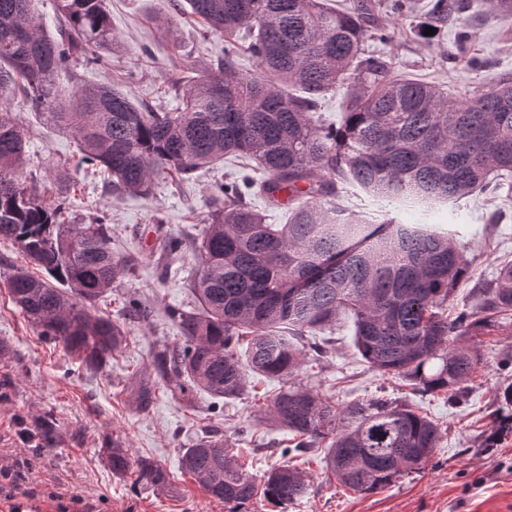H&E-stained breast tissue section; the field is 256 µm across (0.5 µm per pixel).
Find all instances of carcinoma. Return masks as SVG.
<instances>
[{"label": "carcinoma", "mask_w": 512, "mask_h": 512, "mask_svg": "<svg viewBox=\"0 0 512 512\" xmlns=\"http://www.w3.org/2000/svg\"><path fill=\"white\" fill-rule=\"evenodd\" d=\"M179 8L224 35V56L199 79L176 84L181 107L156 110L108 85L63 95L59 73L72 59L89 63L117 49L106 0H56L58 33L32 13L31 0H0V241L20 248L46 277L25 268L6 282L11 302L48 341L88 367L121 348V322L93 314L134 259L112 252L110 225L96 217L71 224L63 199L21 179L27 132L17 97L77 143L78 165L101 171L118 196L148 194L161 172L179 176L237 163L218 185L212 214L194 248L190 281L195 306L172 309L181 340L156 355L154 374L129 397L138 407L156 382L182 396L203 391L238 398L249 379L280 383L265 420L292 433L294 452L321 448L325 470L356 492L383 489L426 468L440 441L438 425L398 398L343 407L297 381L311 341L346 319L370 367L409 382L420 393L460 404L482 363L469 339L512 320V261L473 289L472 301L448 302L468 271L464 246L423 222L437 205L498 195L512 180V79L469 99L398 71L365 48L390 32L371 23L366 0H183ZM427 18L447 15V0H428ZM256 70L235 71L241 52ZM346 88L340 119L316 112L327 94ZM396 205L414 222L369 224L340 205L346 189ZM288 193L283 224L244 199L277 208ZM495 435L512 433V383L500 394ZM112 472L137 470L154 491L168 485L158 465L133 459L120 442L107 449ZM182 469L211 498L234 509L258 495L277 506L302 498L305 476L285 463L263 476L243 470L220 435L183 449Z\"/></svg>", "instance_id": "1"}]
</instances>
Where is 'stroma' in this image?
I'll list each match as a JSON object with an SVG mask.
<instances>
[{
    "instance_id": "35a3bbf8",
    "label": "stroma",
    "mask_w": 512,
    "mask_h": 512,
    "mask_svg": "<svg viewBox=\"0 0 512 512\" xmlns=\"http://www.w3.org/2000/svg\"><path fill=\"white\" fill-rule=\"evenodd\" d=\"M455 3L450 21L430 38L418 33L420 15L400 19L378 12L379 23L392 37L373 49L398 70L467 98L476 87L512 74V15L491 12L484 0ZM107 7L117 50L97 69L73 60L58 78L63 92L109 83L137 101L170 110L178 105L174 80L196 76L185 69V61H210L221 54L223 37L213 34L201 40L193 19L175 9L172 0H107ZM461 31L469 34L468 54L484 62L480 73L448 54ZM15 111L31 142L24 169L27 185L50 184L56 167H69L72 180L65 196L72 220L85 223L105 215L112 227L113 251L137 260L134 277L122 280L97 305L98 314L125 322L126 345L103 368L90 370L62 343L42 338L12 304L3 282L13 268L28 267L29 261L17 246L0 242V344L7 348L0 357V464L35 457L24 512H55L56 504L48 498L52 491L99 501L100 512H225L223 503L211 499L184 472L182 450L192 438L216 433L228 439L238 462L254 476L281 463V450L291 444V434L270 423L252 424L254 409L272 395L277 381L253 380L244 396L225 402L204 393L187 401L159 384L143 410L131 402L128 391L133 381L150 372L155 353L180 338L168 309L192 302L191 252L163 265L157 259L158 242L165 236L188 243L200 238L213 191L232 173V166L202 169L185 179L164 173L155 177L149 195L117 197L102 176L78 168L68 134L51 127L26 104H17ZM429 221L451 230L465 247L470 267L457 288V299L468 298L477 282L492 279L502 262L512 261L511 186H504L492 202L464 199L456 207L433 211ZM132 298L150 307L149 318L127 320L126 303ZM472 343L482 363L472 376L467 404L454 407L444 396L411 391L399 380L373 371L354 348L350 332L328 334L323 354L307 353L302 381L341 405L377 396H408L439 425L433 463L384 489L357 493L326 476L322 452L314 448L290 459L306 476L305 497L284 511L260 498L247 504L246 512H512V435L497 447L483 445L494 428L497 389L505 381L498 363L512 354V324L473 337ZM47 417L53 421L51 449L36 456L26 433ZM115 439L134 456L160 465L168 475V488L152 491L137 483L134 473L113 474L105 450Z\"/></svg>"
}]
</instances>
